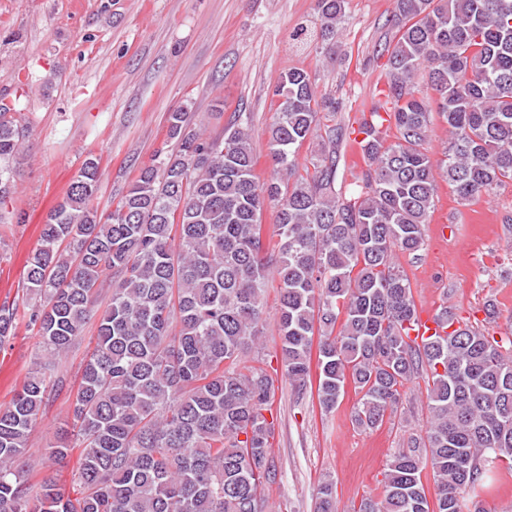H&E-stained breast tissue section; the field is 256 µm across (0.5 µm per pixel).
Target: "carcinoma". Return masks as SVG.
<instances>
[{
	"label": "carcinoma",
	"mask_w": 512,
	"mask_h": 512,
	"mask_svg": "<svg viewBox=\"0 0 512 512\" xmlns=\"http://www.w3.org/2000/svg\"><path fill=\"white\" fill-rule=\"evenodd\" d=\"M381 52L384 102L358 143L365 168L336 189L338 147L353 134L321 125L310 75L281 74L270 125L273 175L255 179L247 128L205 137L187 113L168 118L169 150L140 169L112 213L91 206L101 172L86 160L48 213L27 261L22 295L0 302V345L19 320L47 361L0 409V512H268L278 484L268 419L275 380L260 349L265 300L277 286L284 373L306 387L317 351L320 409L346 386L360 395L352 421L374 430L428 379L429 420L386 464L382 494L353 512H485L478 490L512 461V338L470 321L421 341L409 278L396 253L424 244L437 178L470 202L512 182V0H395ZM347 0H315L318 37L336 53ZM426 71L432 94L415 78ZM448 129L442 158L426 145ZM23 129L0 112V203L11 193ZM319 139L307 164L298 152ZM271 207V235L261 224ZM97 317L69 404L72 424L44 458L80 449L73 493L49 476L23 479L29 434L56 362ZM431 468L434 491L422 482ZM317 512H337L334 482Z\"/></svg>",
	"instance_id": "obj_1"
}]
</instances>
